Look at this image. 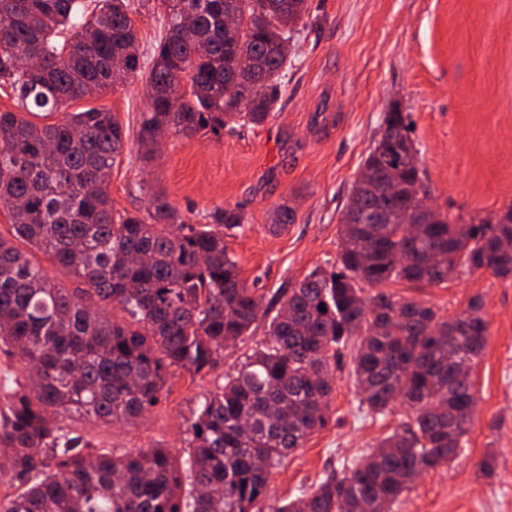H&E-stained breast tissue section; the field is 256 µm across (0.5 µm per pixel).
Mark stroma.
Masks as SVG:
<instances>
[{"label":"stroma","instance_id":"35a3bbf8","mask_svg":"<svg viewBox=\"0 0 512 512\" xmlns=\"http://www.w3.org/2000/svg\"><path fill=\"white\" fill-rule=\"evenodd\" d=\"M309 6L311 19L292 41L287 90L261 127L220 136L167 133L149 152L137 139L147 107L143 79L71 105L111 109L126 132L112 169L115 209L145 211L155 191L192 224L220 207L246 214L249 230L226 245L242 280L272 314L282 293L315 268L338 263L341 214L393 105L409 116L430 206L466 222L512 206V0H309ZM284 202L295 221L271 235L269 217ZM388 290L445 317L481 296L489 325L472 373L477 406L464 447L447 466L416 480L392 512H512V278L480 270L420 288L399 281ZM266 324L259 319L205 377H171L168 399L136 425L99 427L81 418L78 426L118 454L159 446L181 456L199 400L263 339ZM354 355L347 348L335 366L326 427L273 470L274 498L299 495L328 472H343L407 422L402 406L382 417L362 405ZM488 454L489 477L478 468Z\"/></svg>","mask_w":512,"mask_h":512}]
</instances>
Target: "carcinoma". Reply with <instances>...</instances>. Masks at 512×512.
I'll use <instances>...</instances> for the list:
<instances>
[{
    "mask_svg": "<svg viewBox=\"0 0 512 512\" xmlns=\"http://www.w3.org/2000/svg\"><path fill=\"white\" fill-rule=\"evenodd\" d=\"M0 0V512H389L423 473L453 460L475 415L473 369L488 340L480 297L445 318L381 290L449 280L448 266L512 278V206L466 224L431 216L407 236L386 214L425 208L424 171L407 116L393 108L340 219V266L314 270L288 294L266 337L200 401L184 465L166 448L116 456L73 425H134L166 399L168 376H204L258 320L225 238L249 228L237 207L189 224L160 193L146 214L114 210L112 167L124 148L117 115L69 103L145 77L139 140L167 131L219 134L264 124L286 91L291 33L308 0H162L168 20L148 71L128 0ZM240 16L224 34V12ZM238 78L235 97L224 83ZM61 118L46 124L27 116ZM295 212L283 203L269 233ZM78 283L63 288L30 252ZM376 289L364 295V286ZM121 315L109 317L106 306ZM325 310H320V307ZM359 341L361 403L409 422L342 476L270 501L271 470L325 427L330 364Z\"/></svg>",
    "mask_w": 512,
    "mask_h": 512,
    "instance_id": "carcinoma-1",
    "label": "carcinoma"
}]
</instances>
